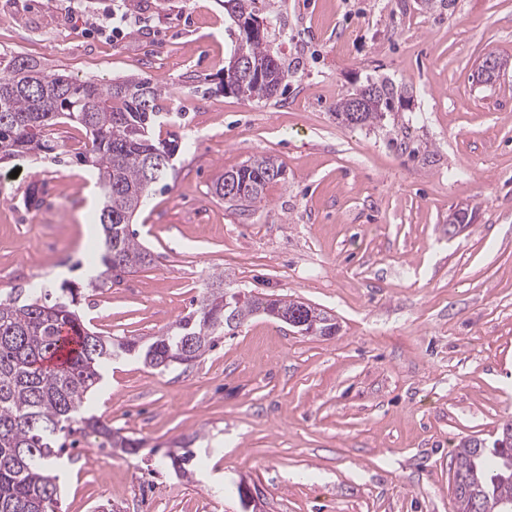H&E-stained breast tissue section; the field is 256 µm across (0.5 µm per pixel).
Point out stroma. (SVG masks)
Returning a JSON list of instances; mask_svg holds the SVG:
<instances>
[{
    "instance_id": "1",
    "label": "stroma",
    "mask_w": 512,
    "mask_h": 512,
    "mask_svg": "<svg viewBox=\"0 0 512 512\" xmlns=\"http://www.w3.org/2000/svg\"><path fill=\"white\" fill-rule=\"evenodd\" d=\"M276 4L288 81L255 100L222 85L236 26L221 0H125L140 23L113 34L111 0L77 14L0 0V61L152 79L181 142L169 190L131 224L155 262L96 291L85 129L50 128L61 161L0 163L1 297L67 285L91 331L147 340L220 272L226 288L306 302L338 326L300 336L256 314L187 365L112 361L88 406L145 445L126 455L82 438L57 464L59 512H456L455 445L512 419V0ZM490 53L507 65L484 83ZM371 79L402 96L416 156L393 145L391 122L338 123L337 100ZM259 155L285 172L261 203L214 195ZM460 208L473 220L449 230ZM191 436L203 464L189 482L158 461Z\"/></svg>"
}]
</instances>
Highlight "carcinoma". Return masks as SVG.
I'll return each mask as SVG.
<instances>
[{
	"label": "carcinoma",
	"instance_id": "1",
	"mask_svg": "<svg viewBox=\"0 0 512 512\" xmlns=\"http://www.w3.org/2000/svg\"><path fill=\"white\" fill-rule=\"evenodd\" d=\"M241 16L260 19L259 0H224ZM271 53L269 31L260 34L237 31L233 55L253 62ZM288 70L278 64L261 80H249L233 93L268 100L275 93L266 83L280 88ZM166 89L148 78H125L109 83H77L51 72L40 63L14 57L0 76V161L40 159L58 149L46 130L58 120L75 123L88 136L79 162L97 175L96 187L103 206L93 217L102 226L96 244L100 271L91 286L110 288L122 275L154 263L150 251L129 230L135 214L153 194L157 183L146 180L147 161L174 155L177 136L156 139L155 126L168 122L159 111ZM364 100L362 110L352 111L354 98ZM394 88L386 83L369 84L336 104V119L348 126L378 123L392 110ZM236 184L237 195L228 196L226 178ZM283 178V169L270 156H254L236 169L224 172L213 185L215 196L251 206L265 199L269 184ZM302 302L286 298H243L234 325L224 322V274L212 276L198 308L180 318L166 332L141 345L134 339L114 340L89 330L76 309L73 291L62 287L56 296L20 290L0 299V512H57L58 476L51 466L74 447L79 438L92 435L98 447L135 454L140 440L112 428L105 418L89 411L87 393L102 379V368L116 351L137 353L144 364L167 369L193 362L214 346L215 337L239 326L262 311L280 319L299 311ZM317 334L333 336L336 323L324 311L312 315ZM66 329L78 339L60 366L45 362L58 350L59 333ZM506 448H483L480 439L460 441L453 456L457 512H504L512 503V470L503 468ZM196 451L191 442L178 441L161 464L194 476Z\"/></svg>",
	"mask_w": 512,
	"mask_h": 512
}]
</instances>
